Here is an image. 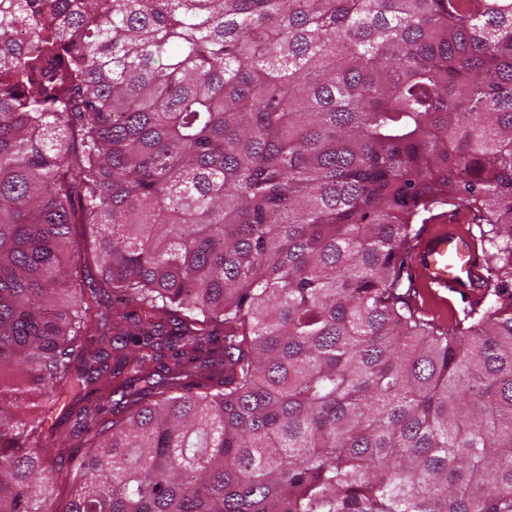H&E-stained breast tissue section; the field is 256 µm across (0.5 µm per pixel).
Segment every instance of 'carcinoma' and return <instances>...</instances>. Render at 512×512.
I'll use <instances>...</instances> for the list:
<instances>
[{
    "instance_id": "obj_1",
    "label": "carcinoma",
    "mask_w": 512,
    "mask_h": 512,
    "mask_svg": "<svg viewBox=\"0 0 512 512\" xmlns=\"http://www.w3.org/2000/svg\"><path fill=\"white\" fill-rule=\"evenodd\" d=\"M444 204L489 250L446 325L404 277ZM71 472L63 512H512V0H0V512ZM97 396L98 395L95 394L92 397H90L88 401H84L78 405H74L75 407L72 411V414H70V416H68L66 414V409L72 403V398L65 396L63 398L62 402L60 403V405H58V407L56 409V414L53 417V420L49 422V425L52 423H55V422L57 423L56 431H55V438H57L58 435H60V434H65V435L69 436V434L72 433L74 430L79 429L78 424H76L78 422V420H76L77 419L76 418L77 410L82 405H86L87 403L90 405L91 403H94L97 400ZM65 401H66V404L63 407V404Z\"/></svg>"
}]
</instances>
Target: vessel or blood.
I'll return each mask as SVG.
<instances>
[{"instance_id":"vessel-or-blood-1","label":"vessel or blood","mask_w":512,"mask_h":512,"mask_svg":"<svg viewBox=\"0 0 512 512\" xmlns=\"http://www.w3.org/2000/svg\"><path fill=\"white\" fill-rule=\"evenodd\" d=\"M458 221L455 215L438 219L416 238L407 262L416 292L442 301L452 293L481 296L483 258Z\"/></svg>"}]
</instances>
